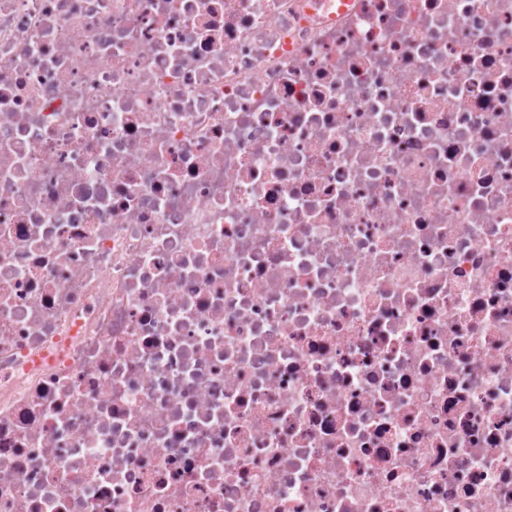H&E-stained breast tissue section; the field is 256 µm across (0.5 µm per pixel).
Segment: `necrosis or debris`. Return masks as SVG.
Instances as JSON below:
<instances>
[{
	"instance_id": "4bbe7bcc",
	"label": "necrosis or debris",
	"mask_w": 512,
	"mask_h": 512,
	"mask_svg": "<svg viewBox=\"0 0 512 512\" xmlns=\"http://www.w3.org/2000/svg\"><path fill=\"white\" fill-rule=\"evenodd\" d=\"M0 512H512V0H0Z\"/></svg>"
}]
</instances>
